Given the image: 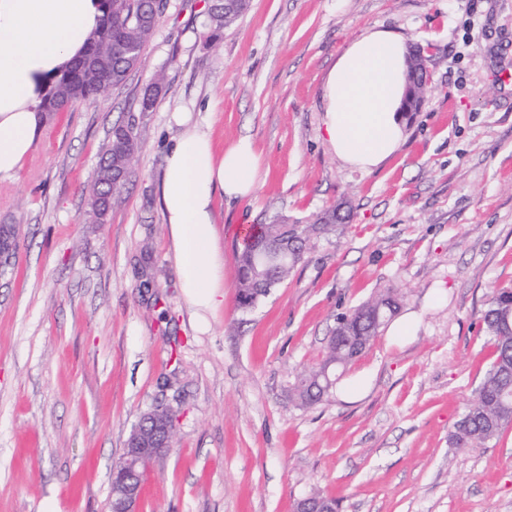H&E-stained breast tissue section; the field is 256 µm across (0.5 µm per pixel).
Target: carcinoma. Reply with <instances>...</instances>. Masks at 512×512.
<instances>
[{"label":"carcinoma","instance_id":"obj_1","mask_svg":"<svg viewBox=\"0 0 512 512\" xmlns=\"http://www.w3.org/2000/svg\"><path fill=\"white\" fill-rule=\"evenodd\" d=\"M248 8V0H210L209 17L213 35L233 25ZM164 13L155 0H103L101 29L90 41L85 55L50 86L43 104L46 112H60L75 103L94 104L111 88L123 84L141 63L148 39ZM163 91L162 79L145 90L140 111L153 109ZM137 152L133 127L116 123L97 166L89 207L93 217L103 222L110 207L105 197L118 195L126 181ZM343 221L337 210L327 211L312 224L299 225V236L336 229ZM282 218L271 224H258L237 250L235 262L239 283V306L253 307L272 288L284 282L303 259V252L281 255L267 248L283 232ZM398 309L389 292L380 293L351 315L340 318L329 336L325 359L309 370L297 390L304 404L322 400L331 386L332 370L351 362L378 336L381 327ZM485 332L491 336L495 358L476 390L468 410L454 424L451 443L466 447L483 444L500 436L512 425V291L495 293L481 316ZM140 431L174 436L175 417L161 410L160 417L149 413L140 417Z\"/></svg>","mask_w":512,"mask_h":512}]
</instances>
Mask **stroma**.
Segmentation results:
<instances>
[{
	"instance_id": "35a3bbf8",
	"label": "stroma",
	"mask_w": 512,
	"mask_h": 512,
	"mask_svg": "<svg viewBox=\"0 0 512 512\" xmlns=\"http://www.w3.org/2000/svg\"><path fill=\"white\" fill-rule=\"evenodd\" d=\"M208 0H168L141 65L95 104L47 115L0 224L19 228L0 278V512H111L112 468L140 416L176 430L138 512H512V428L449 443L494 359L480 315L512 289V0H250L212 37ZM384 28L430 74L409 137L364 173L324 141L321 88L348 44ZM162 78L152 111L139 103ZM191 113L216 148L250 138L255 195L217 198L224 308L199 327L180 288L158 187ZM138 150L105 223L88 194L117 121ZM288 279L238 306L235 253L253 225L337 206ZM411 314L336 373L323 401L295 386L338 317L383 291Z\"/></svg>"
}]
</instances>
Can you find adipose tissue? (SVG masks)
Masks as SVG:
<instances>
[{"label":"adipose tissue","mask_w":512,"mask_h":512,"mask_svg":"<svg viewBox=\"0 0 512 512\" xmlns=\"http://www.w3.org/2000/svg\"><path fill=\"white\" fill-rule=\"evenodd\" d=\"M102 16L101 0H0V180L18 175L44 126V95L82 55ZM407 60L401 36L374 29L352 41L330 69L322 125L349 167L372 171L405 141ZM179 122L184 130L167 154L160 202L184 298L203 321L224 304L214 200L249 196L261 163L250 139L219 154L188 117Z\"/></svg>","instance_id":"ef3b65f1"}]
</instances>
